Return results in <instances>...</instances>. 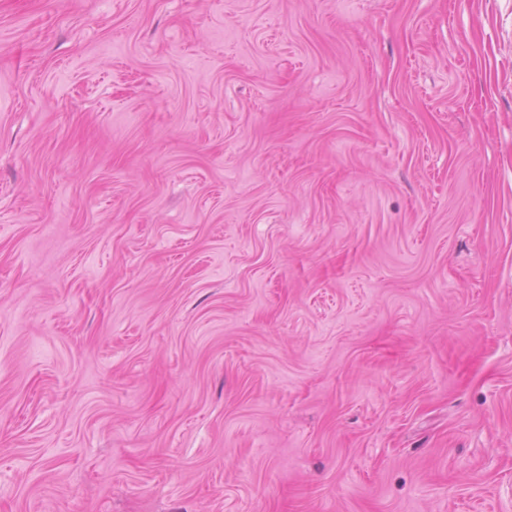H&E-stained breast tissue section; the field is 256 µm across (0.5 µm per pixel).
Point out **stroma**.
<instances>
[{
	"instance_id": "obj_1",
	"label": "stroma",
	"mask_w": 512,
	"mask_h": 512,
	"mask_svg": "<svg viewBox=\"0 0 512 512\" xmlns=\"http://www.w3.org/2000/svg\"><path fill=\"white\" fill-rule=\"evenodd\" d=\"M0 512H512V0H0Z\"/></svg>"
}]
</instances>
